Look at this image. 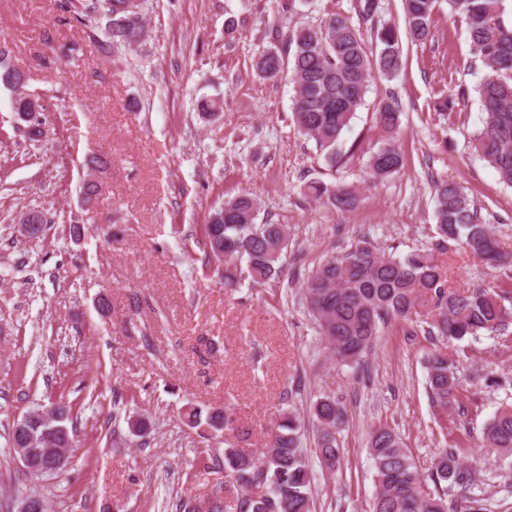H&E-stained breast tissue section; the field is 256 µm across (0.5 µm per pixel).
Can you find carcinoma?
I'll use <instances>...</instances> for the list:
<instances>
[{
    "label": "carcinoma",
    "instance_id": "1",
    "mask_svg": "<svg viewBox=\"0 0 512 512\" xmlns=\"http://www.w3.org/2000/svg\"><path fill=\"white\" fill-rule=\"evenodd\" d=\"M406 33L424 43L432 37V16L437 0H403ZM108 19L107 35L114 48L132 49L143 39L145 18L130 15L126 0H100ZM451 12L465 25L473 57L489 69L477 87L484 112L483 125L473 136L474 149L492 166L500 181L512 187V23L504 19V0H448ZM378 0H359L353 24L343 15H332L324 24L293 29L288 34L295 83L292 117L298 131L313 139L340 164L336 151L344 130L365 104L374 75L393 77L401 67L397 28L378 23ZM370 33L375 45L368 46ZM259 75L274 78L284 71L282 55L262 49L256 59ZM21 81L9 58H0V83L13 89ZM376 120L389 133L401 126L397 102L383 101ZM403 156L393 144L372 153L367 161L370 177L383 180L399 173ZM315 197H327L333 206L351 209L357 202L347 186L313 182ZM435 229L439 243L454 242L473 254L492 273L512 268V252L497 238L496 225L481 217L474 201L456 183L434 184ZM258 201L243 193L201 225L208 258L224 264V286L233 288L246 273L264 284L281 273V259L288 248L282 224L255 223ZM309 315L327 350L340 362H358L372 346L381 325L391 320H412L418 301L428 297L434 319L428 334L443 341L478 339L501 334L512 323V309L505 293L493 288H457L431 253L413 250L403 256L387 254L362 238L341 254L324 256L303 280ZM454 353L438 350L426 361L427 390L443 410L459 405V384L453 372ZM317 422L316 456L320 466L336 472L343 449L336 438L344 422L336 399L321 397L310 407ZM185 423L205 427L216 435L228 432L246 438L249 430L225 408L184 414ZM299 416L287 411L268 434L265 448L247 453L227 444L222 455L224 471L239 488L234 512H312L313 488L309 459L303 450ZM481 447L501 456H512V405L500 408L486 422ZM376 496L371 512H484L472 494L476 471L462 459V449H443L429 475H422L398 435L390 428L374 429L369 438Z\"/></svg>",
    "mask_w": 512,
    "mask_h": 512
}]
</instances>
